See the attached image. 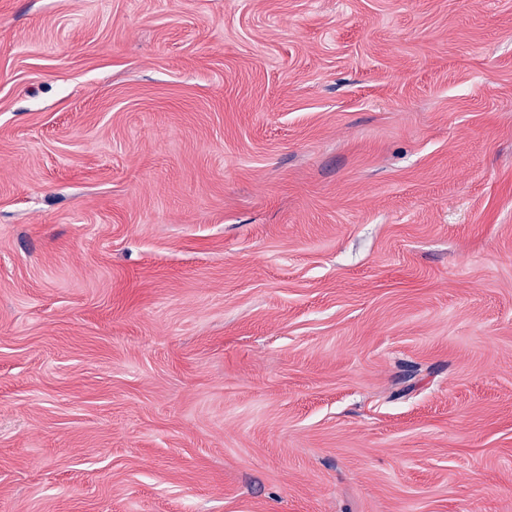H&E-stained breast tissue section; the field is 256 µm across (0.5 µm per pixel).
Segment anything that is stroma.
<instances>
[{"instance_id":"stroma-1","label":"stroma","mask_w":512,"mask_h":512,"mask_svg":"<svg viewBox=\"0 0 512 512\" xmlns=\"http://www.w3.org/2000/svg\"><path fill=\"white\" fill-rule=\"evenodd\" d=\"M0 512H512V0H0Z\"/></svg>"}]
</instances>
